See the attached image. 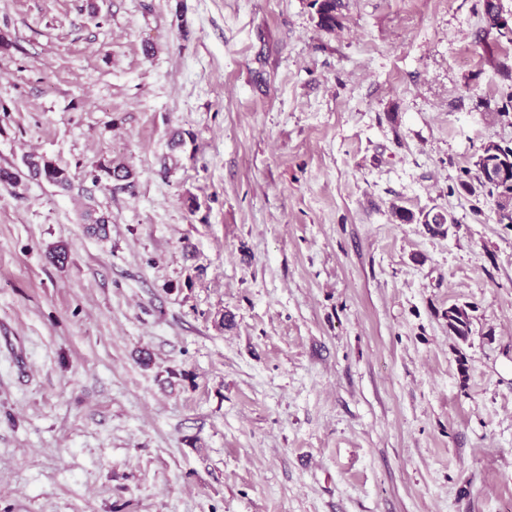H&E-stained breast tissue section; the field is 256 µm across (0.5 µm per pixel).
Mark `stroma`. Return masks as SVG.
I'll list each match as a JSON object with an SVG mask.
<instances>
[{"instance_id": "stroma-1", "label": "stroma", "mask_w": 512, "mask_h": 512, "mask_svg": "<svg viewBox=\"0 0 512 512\" xmlns=\"http://www.w3.org/2000/svg\"><path fill=\"white\" fill-rule=\"evenodd\" d=\"M345 3L0 0V512H512V43ZM318 3L317 8V26L326 31H335L342 25V0H314ZM489 149L481 152L474 162L475 173L470 180H463L459 186L462 191L474 195L487 189L489 196L494 194H512V147L498 148L497 154H488ZM483 174L488 183L483 181ZM25 164L31 176L35 179L45 180L52 185L63 188L69 185L67 171L49 159L41 156H31ZM394 216L399 223L402 224H413L415 221L418 224H425L428 230L434 235H445L449 228L444 227L445 224H454L453 218H447L443 213L437 212L430 218V214L427 213L423 216V219L417 218L415 214L405 208L393 206ZM448 334L466 341L472 333V320L465 308L453 306L448 309Z\"/></svg>"}]
</instances>
